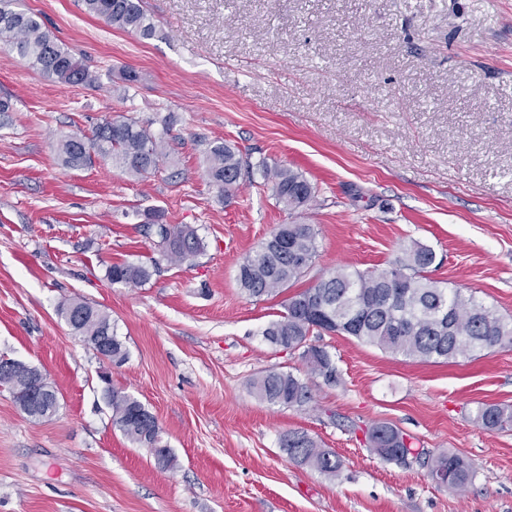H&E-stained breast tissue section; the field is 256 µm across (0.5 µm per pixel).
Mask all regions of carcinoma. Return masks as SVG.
<instances>
[{"instance_id":"cac0c4a2","label":"carcinoma","mask_w":512,"mask_h":512,"mask_svg":"<svg viewBox=\"0 0 512 512\" xmlns=\"http://www.w3.org/2000/svg\"><path fill=\"white\" fill-rule=\"evenodd\" d=\"M89 13L121 29L144 37L153 34L141 0H84ZM0 42L28 58L32 65L60 82L96 83L100 75L77 60L71 51L44 30L31 13L14 7L13 0H0ZM167 132L154 133L150 126L135 119L118 116L105 119L92 135L62 134L56 151L64 166L81 169L94 157L109 160L121 172L141 180L154 174L165 152ZM247 160L235 146L219 143L208 152L207 176L224 196L238 190ZM274 196L288 210L306 206L313 188L298 172L284 167L265 169ZM147 225L158 237V257L151 263L113 264L107 278L114 284L141 285L160 270L162 263L180 264L197 256L204 244L197 231L187 224H163L154 212ZM317 255V230L312 224H280L257 250L239 264L237 282L250 298L275 296L299 280ZM435 261L431 247L412 243L403 256L380 273H364L347 265L289 298L285 312L270 322L262 336L284 351L301 352L309 372L326 385L340 383L336 364L324 347L309 344L310 336L337 332L408 359L449 360L496 346H512V324L505 323L491 308L457 289L439 287L426 276ZM61 317L96 352L112 362L127 357L108 315L83 301H72L59 309ZM0 386L10 390L16 403L28 416L44 417L47 408L59 407L53 388L43 391V400L26 406V398L35 387L33 371L18 364L0 370ZM262 402L301 408L313 399L310 386L290 372L268 370L251 383ZM103 398L112 408V423L131 441L158 449V463L175 465L168 448H160V428L154 415L137 399L113 388L103 390ZM476 421L488 430L512 427V409L495 404L478 407ZM369 450L382 459L409 467L415 463L428 467L432 480L455 489L471 482L470 464L455 454L431 456L409 442L397 427L377 423L365 431ZM279 447L288 459L311 467L327 476H336L341 463L336 453L305 431L291 430L280 436Z\"/></svg>"}]
</instances>
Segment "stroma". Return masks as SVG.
Segmentation results:
<instances>
[{
	"label": "stroma",
	"instance_id": "35a3bbf8",
	"mask_svg": "<svg viewBox=\"0 0 512 512\" xmlns=\"http://www.w3.org/2000/svg\"><path fill=\"white\" fill-rule=\"evenodd\" d=\"M18 6L101 80L59 82L0 44L14 104L0 119V358L39 368L60 400L36 420L0 386V512H512V430L474 420L512 408V347L424 363L314 335L336 362L329 386L262 335L319 277L388 269L415 240L439 287L512 321V0H143L149 37L83 0ZM119 115L166 132L154 175L62 165L59 134ZM224 142L250 163L229 200L206 176ZM279 165L311 183L308 206L277 202L263 170ZM155 211L195 227L203 252L111 283L112 264L155 257ZM292 222L318 231L312 266L277 296H245L240 263ZM77 298L109 315L123 363L61 319ZM269 369L310 381L312 401L258 400L249 384ZM104 373L156 417L175 468L113 425ZM379 422L469 461L466 491L370 452ZM290 430L335 451L339 475L289 461ZM476 421L488 430L512 427V409L495 404H483L477 409Z\"/></svg>",
	"mask_w": 512,
	"mask_h": 512
}]
</instances>
